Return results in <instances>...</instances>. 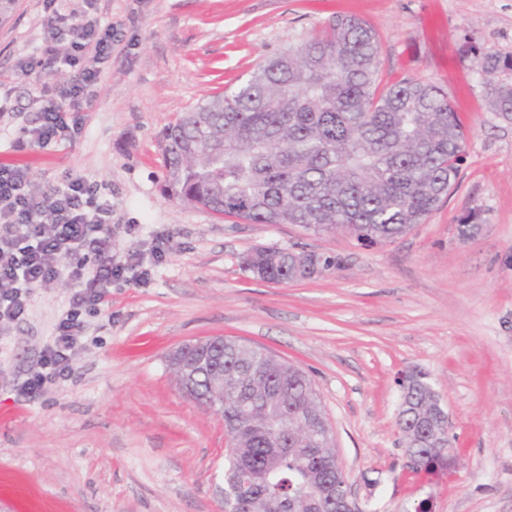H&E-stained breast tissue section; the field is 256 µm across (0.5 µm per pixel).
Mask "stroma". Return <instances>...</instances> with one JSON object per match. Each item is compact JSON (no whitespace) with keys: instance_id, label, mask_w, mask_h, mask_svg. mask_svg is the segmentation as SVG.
Returning a JSON list of instances; mask_svg holds the SVG:
<instances>
[{"instance_id":"35a3bbf8","label":"stroma","mask_w":512,"mask_h":512,"mask_svg":"<svg viewBox=\"0 0 512 512\" xmlns=\"http://www.w3.org/2000/svg\"><path fill=\"white\" fill-rule=\"evenodd\" d=\"M101 16L118 37L77 132L28 139L68 66H40L61 14ZM337 15L370 22L382 69L447 90L467 130L457 184L424 224L367 245L339 232L247 224L169 198L160 140L185 111ZM512 54V0H18L0 25V166L44 191L66 175L112 204V254L144 257L86 317L65 382L21 402L16 385L68 303L69 262L23 320L0 325V512H224V422L179 389L168 352L223 336L311 378L362 512H512V121L488 104L480 56ZM475 233H461L464 224ZM165 253L153 261L151 252ZM303 247L326 274L256 279L243 257ZM426 375L458 461L415 477L396 418L402 376Z\"/></svg>"}]
</instances>
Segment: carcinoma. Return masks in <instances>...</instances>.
<instances>
[{
  "mask_svg": "<svg viewBox=\"0 0 512 512\" xmlns=\"http://www.w3.org/2000/svg\"><path fill=\"white\" fill-rule=\"evenodd\" d=\"M376 30L338 16L294 49L266 59L163 135L168 196L250 224H295L312 234L345 230L392 241L422 224L456 183L464 125L441 87L386 79ZM512 55H485L478 73L493 111L512 120ZM335 260L259 248L249 271L289 283ZM197 374L187 396L224 418L236 452L224 456V512H339L348 488L312 380L257 346L224 337L178 346L169 357ZM448 415L420 372L406 374L397 425L410 469H448Z\"/></svg>",
  "mask_w": 512,
  "mask_h": 512,
  "instance_id": "cac0c4a2",
  "label": "carcinoma"
}]
</instances>
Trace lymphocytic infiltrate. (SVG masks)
I'll return each instance as SVG.
<instances>
[{
    "label": "lymphocytic infiltrate",
    "instance_id": "f902f5d3",
    "mask_svg": "<svg viewBox=\"0 0 512 512\" xmlns=\"http://www.w3.org/2000/svg\"><path fill=\"white\" fill-rule=\"evenodd\" d=\"M67 21L75 52L62 61L73 77L29 132L31 142L42 148L73 133L65 116L83 111L95 98L112 52L111 26L83 14L69 15ZM111 216V203L96 200L82 176H66L45 193L29 184L23 170L0 167V324L22 320L34 288L55 280L64 259L77 260L69 273L68 307L42 352L38 370L17 384L21 398H34L69 377L84 331L82 313L102 311L113 282L140 267L135 254L125 262L114 261ZM88 257L93 260L89 266L84 263Z\"/></svg>",
    "mask_w": 512,
    "mask_h": 512
}]
</instances>
